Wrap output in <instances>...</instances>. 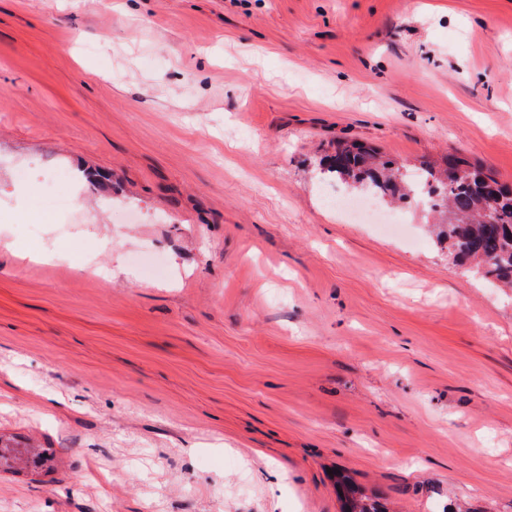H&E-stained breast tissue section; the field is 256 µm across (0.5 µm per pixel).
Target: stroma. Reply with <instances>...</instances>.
<instances>
[{
    "mask_svg": "<svg viewBox=\"0 0 512 512\" xmlns=\"http://www.w3.org/2000/svg\"><path fill=\"white\" fill-rule=\"evenodd\" d=\"M340 141L512 183V0H0V229L69 255L0 259V512H512V291ZM375 199H377L376 195L371 194L353 203L348 197L338 194L334 197L329 194V201L336 206V209L347 212L348 215L354 219L373 216L379 224H398L397 220L392 215L375 210ZM339 485L343 493V512H384L380 504L363 496L361 491L348 478L341 476Z\"/></svg>",
    "mask_w": 512,
    "mask_h": 512,
    "instance_id": "1",
    "label": "stroma"
}]
</instances>
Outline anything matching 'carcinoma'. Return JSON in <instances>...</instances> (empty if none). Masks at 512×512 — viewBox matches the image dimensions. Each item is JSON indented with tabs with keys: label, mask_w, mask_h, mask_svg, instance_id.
<instances>
[{
	"label": "carcinoma",
	"mask_w": 512,
	"mask_h": 512,
	"mask_svg": "<svg viewBox=\"0 0 512 512\" xmlns=\"http://www.w3.org/2000/svg\"><path fill=\"white\" fill-rule=\"evenodd\" d=\"M326 170L336 179L366 193L408 202L418 197L411 174L393 160L362 143L338 142ZM430 196L437 243L453 256V264L492 285L512 288V186L502 184L497 193L488 189L496 182L468 160L450 155L439 171L423 162L415 168ZM343 512H383L380 504L363 496L342 476Z\"/></svg>",
	"instance_id": "carcinoma-1"
}]
</instances>
